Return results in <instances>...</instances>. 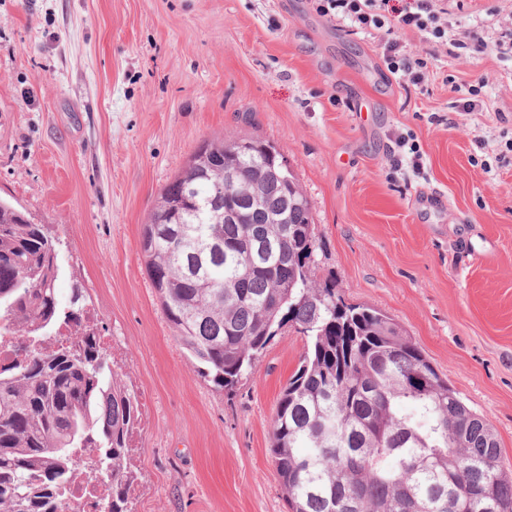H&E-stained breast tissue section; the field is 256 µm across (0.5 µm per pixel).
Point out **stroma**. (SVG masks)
<instances>
[{
	"instance_id": "obj_1",
	"label": "stroma",
	"mask_w": 512,
	"mask_h": 512,
	"mask_svg": "<svg viewBox=\"0 0 512 512\" xmlns=\"http://www.w3.org/2000/svg\"><path fill=\"white\" fill-rule=\"evenodd\" d=\"M432 4L459 36L497 37L512 15V0ZM396 37L426 59L423 90L387 70L382 37L308 0H0V198L56 239L60 300L83 288L139 400L130 512H290L270 446L304 337L283 327L253 374L214 386L141 251L163 188L213 139L280 149L311 203L317 280L402 326L512 470V57ZM400 135L420 173L394 167Z\"/></svg>"
}]
</instances>
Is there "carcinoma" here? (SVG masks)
Returning <instances> with one entry per match:
<instances>
[{"label": "carcinoma", "instance_id": "cac0c4a2", "mask_svg": "<svg viewBox=\"0 0 512 512\" xmlns=\"http://www.w3.org/2000/svg\"><path fill=\"white\" fill-rule=\"evenodd\" d=\"M147 273L202 376L231 390L289 325L306 350L278 398L270 454L291 512H512V473L473 413L390 317L314 278L310 202L286 157L208 140L143 226ZM56 240L0 200V512H63L77 475L112 477L129 512L139 401L116 381L82 288L61 303ZM82 353L43 342L62 332Z\"/></svg>", "mask_w": 512, "mask_h": 512}]
</instances>
